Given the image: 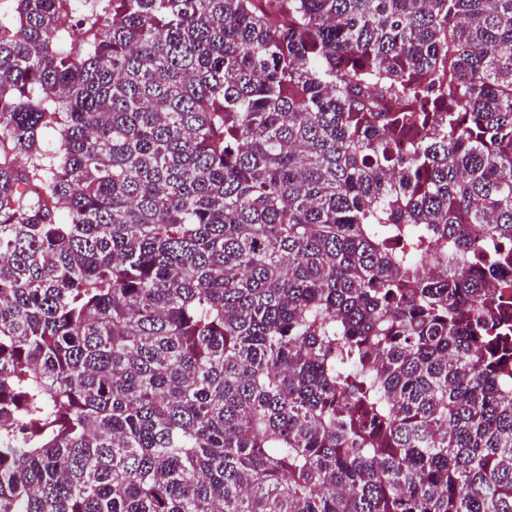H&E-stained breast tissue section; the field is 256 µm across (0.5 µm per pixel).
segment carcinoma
<instances>
[{"instance_id":"obj_1","label":"carcinoma","mask_w":512,"mask_h":512,"mask_svg":"<svg viewBox=\"0 0 512 512\" xmlns=\"http://www.w3.org/2000/svg\"><path fill=\"white\" fill-rule=\"evenodd\" d=\"M11 2L0 512H512V0Z\"/></svg>"}]
</instances>
